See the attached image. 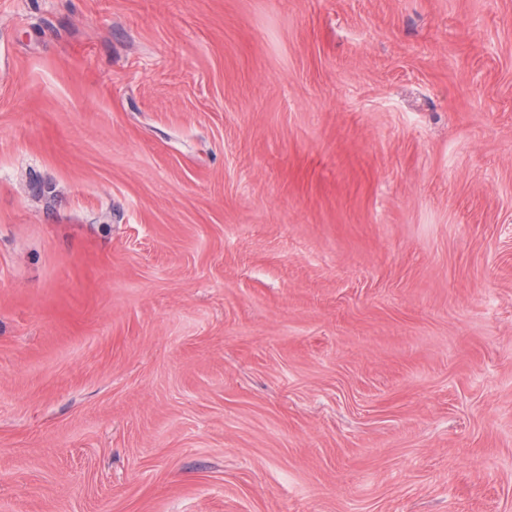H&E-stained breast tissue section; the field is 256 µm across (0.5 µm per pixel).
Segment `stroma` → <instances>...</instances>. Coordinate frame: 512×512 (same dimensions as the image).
Wrapping results in <instances>:
<instances>
[{
    "label": "stroma",
    "mask_w": 512,
    "mask_h": 512,
    "mask_svg": "<svg viewBox=\"0 0 512 512\" xmlns=\"http://www.w3.org/2000/svg\"><path fill=\"white\" fill-rule=\"evenodd\" d=\"M0 512H512V0H0Z\"/></svg>",
    "instance_id": "stroma-1"
}]
</instances>
